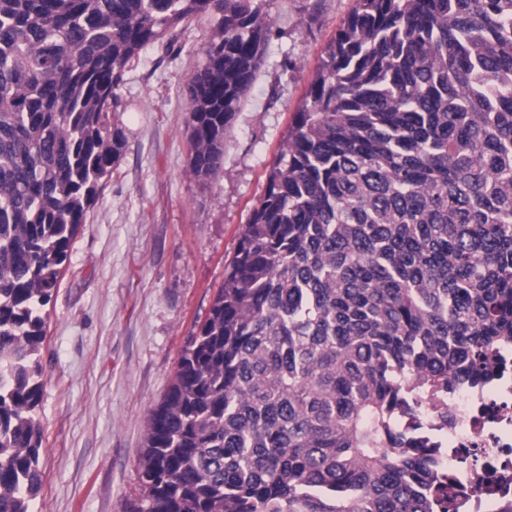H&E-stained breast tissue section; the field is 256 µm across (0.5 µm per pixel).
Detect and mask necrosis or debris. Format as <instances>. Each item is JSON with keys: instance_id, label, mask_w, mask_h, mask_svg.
Returning <instances> with one entry per match:
<instances>
[{"instance_id": "4bbe7bcc", "label": "necrosis or debris", "mask_w": 512, "mask_h": 512, "mask_svg": "<svg viewBox=\"0 0 512 512\" xmlns=\"http://www.w3.org/2000/svg\"><path fill=\"white\" fill-rule=\"evenodd\" d=\"M501 357L500 376L448 394V512H512V495L492 488L512 467V346Z\"/></svg>"}]
</instances>
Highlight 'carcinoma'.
I'll return each instance as SVG.
<instances>
[{"instance_id": "cac0c4a2", "label": "carcinoma", "mask_w": 512, "mask_h": 512, "mask_svg": "<svg viewBox=\"0 0 512 512\" xmlns=\"http://www.w3.org/2000/svg\"><path fill=\"white\" fill-rule=\"evenodd\" d=\"M253 2L0 0V512H35L46 306L125 148L115 90L217 16L187 98L208 179L265 57ZM510 342L512 0H356L152 410L128 512H448L416 427Z\"/></svg>"}]
</instances>
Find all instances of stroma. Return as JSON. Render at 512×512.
Masks as SVG:
<instances>
[{"instance_id": "1", "label": "stroma", "mask_w": 512, "mask_h": 512, "mask_svg": "<svg viewBox=\"0 0 512 512\" xmlns=\"http://www.w3.org/2000/svg\"><path fill=\"white\" fill-rule=\"evenodd\" d=\"M265 61L224 138L217 173L190 176L189 77L214 16L142 53L111 124L126 145L89 209L47 305L37 512H124L139 494L148 418L205 320L295 112L354 0H257Z\"/></svg>"}]
</instances>
